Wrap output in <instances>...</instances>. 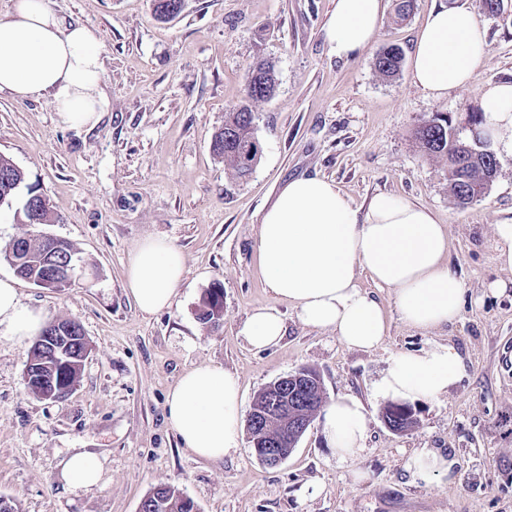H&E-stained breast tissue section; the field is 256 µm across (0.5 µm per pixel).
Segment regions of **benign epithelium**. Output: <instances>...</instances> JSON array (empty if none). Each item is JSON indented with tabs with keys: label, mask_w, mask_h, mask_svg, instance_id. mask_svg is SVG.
I'll return each instance as SVG.
<instances>
[{
	"label": "benign epithelium",
	"mask_w": 512,
	"mask_h": 512,
	"mask_svg": "<svg viewBox=\"0 0 512 512\" xmlns=\"http://www.w3.org/2000/svg\"><path fill=\"white\" fill-rule=\"evenodd\" d=\"M41 264L43 278L29 279L40 288L69 285L83 272L80 262L62 258L61 239L51 235L44 237ZM72 333L73 327L60 320L47 325L36 347L45 353L49 362L28 366L24 380L29 391L40 392L42 398L55 400L75 389L77 380L57 375L58 367L67 366L65 348L74 341ZM301 378L303 374L296 371L269 383L267 400L248 416L253 428L262 433L277 429V434L270 440L256 446V456L268 467H277L288 458L317 413L315 409L300 410L301 405L308 404L303 397L307 388L299 385Z\"/></svg>",
	"instance_id": "benign-epithelium-1"
}]
</instances>
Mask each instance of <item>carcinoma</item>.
Listing matches in <instances>:
<instances>
[{
    "instance_id": "carcinoma-1",
    "label": "carcinoma",
    "mask_w": 512,
    "mask_h": 512,
    "mask_svg": "<svg viewBox=\"0 0 512 512\" xmlns=\"http://www.w3.org/2000/svg\"><path fill=\"white\" fill-rule=\"evenodd\" d=\"M184 0H156L155 14L160 19L176 16L181 12ZM402 50L394 45L383 48L375 59V68L383 76H396L402 65ZM275 87L273 68L266 63L255 65L248 73L249 97L254 101L269 97ZM455 125V120L445 112H436L424 120L418 127L416 139L424 154L440 157L448 161V185L450 192L460 206H466L482 198L491 182L485 177L477 176L476 169L469 171L456 166L455 156L457 147L450 141L449 131ZM259 140L254 135V115L247 105L225 113L224 128L217 131L213 137L214 153L224 159L234 174L239 178L249 176L260 159L261 150L256 147ZM478 153L486 174H491L499 168V161L490 144L478 140L471 142ZM24 173L8 158L0 155V202L9 203L22 183ZM26 223H34V219L51 216L46 198L35 191L28 192L23 206ZM24 244L26 260L21 268L22 273L31 276L43 274L39 260L43 242L41 236L27 234L12 241L7 251L15 250L19 244ZM222 301L221 289H211L202 299L198 319L207 324L215 317L214 306ZM383 417L387 418L394 427L406 431L413 426L414 420L395 413L394 405L389 404L384 409ZM155 507L150 512H189L188 499L170 486H160Z\"/></svg>"
}]
</instances>
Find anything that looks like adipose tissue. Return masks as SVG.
<instances>
[{"label":"adipose tissue","mask_w":512,"mask_h":512,"mask_svg":"<svg viewBox=\"0 0 512 512\" xmlns=\"http://www.w3.org/2000/svg\"><path fill=\"white\" fill-rule=\"evenodd\" d=\"M383 0H334L324 33L330 54L346 59L377 37ZM486 31L465 5L432 9L412 51L411 80L434 97L466 86L487 51ZM104 67L98 37L87 26H62L47 0H14L0 19V93L18 99L50 96L61 120L95 126L107 108L99 87ZM486 129L502 152L512 155V83L486 90ZM258 269L276 300L288 302L307 327L327 330L346 347L377 349L388 332L380 303L365 291L360 274L391 289L400 319L430 330L453 321L464 292L448 267V233L425 206L386 194L366 210L352 206L336 183L320 176L289 181L264 211L259 228ZM185 259L168 239L140 243L128 259L126 290L139 310L155 313L172 304L183 279ZM42 311L22 304L11 281L0 280V329L17 341L37 337ZM285 322L275 308H261L245 320L240 336L254 349L279 344ZM462 364L449 346L434 343L402 353L373 385L381 400H435L460 379ZM168 419L195 455L217 460L237 452L242 414L236 374L213 365L184 373L167 395ZM367 412L357 398H336L326 408L324 433L338 461L362 451ZM456 461L430 448L411 455L413 482L428 484L451 475ZM104 458L90 451L59 463L69 485L98 486Z\"/></svg>","instance_id":"obj_1"}]
</instances>
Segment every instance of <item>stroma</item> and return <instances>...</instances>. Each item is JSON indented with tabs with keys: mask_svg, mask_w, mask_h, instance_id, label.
<instances>
[{
	"mask_svg": "<svg viewBox=\"0 0 512 512\" xmlns=\"http://www.w3.org/2000/svg\"><path fill=\"white\" fill-rule=\"evenodd\" d=\"M48 2L63 25L96 31L108 108L94 128H74L51 97L0 95V155L25 174L0 207V253L17 237L50 234L75 245L84 273L54 291L16 277L0 256V278L13 279L22 303L46 319L78 321L90 354L73 391L43 400L24 381L30 343L0 333V496L17 512H138L147 494L168 485L197 512H512V288L486 291L504 276L493 227L512 219V156L499 154L489 190L463 208L448 189L447 164L416 140L432 113L464 117L489 84L512 82V0L495 16L480 12L479 0H416L403 21L385 0L377 39L349 59L331 55L325 41L333 0H185L170 20L156 17L154 0ZM437 3L477 9L489 43L469 84L439 99L413 85L410 63L393 78L374 66L388 45L411 54ZM259 61L273 66L276 87L253 102L247 74ZM245 102L262 153L241 180L211 141L225 113ZM316 174L360 210L380 193L432 210L464 283L457 319L414 329L400 320L390 289L364 274L360 284L383 307L389 330L378 349L351 350L274 298L257 267L262 213L288 181ZM31 190L47 199L54 223L25 224ZM157 236L182 251L186 269L171 307L149 315L125 289L126 266ZM214 287L223 291L222 314L205 324L197 314ZM265 307L279 310L287 333L278 346L254 350L239 329ZM435 342L457 351L462 376L439 399L414 402L415 424L393 432L372 386L393 355ZM204 363L238 375L246 413L272 381L315 371L326 400L348 395L365 404L364 450L339 462L318 415L279 467L260 462L246 432L233 456H196L172 428L166 398ZM419 448L454 457L453 476L413 483L405 464ZM80 450L105 457L101 486L61 482L59 461ZM355 469L364 474L357 483Z\"/></svg>",
	"mask_w": 512,
	"mask_h": 512,
	"instance_id": "obj_1",
	"label": "stroma"
}]
</instances>
